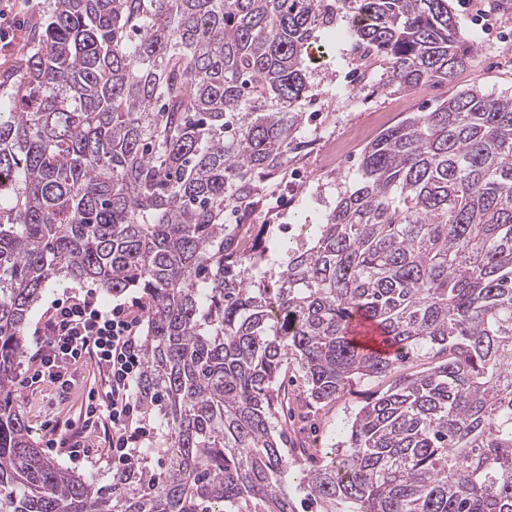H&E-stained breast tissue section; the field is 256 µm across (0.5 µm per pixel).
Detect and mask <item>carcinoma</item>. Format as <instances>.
I'll list each match as a JSON object with an SVG mask.
<instances>
[{
	"mask_svg": "<svg viewBox=\"0 0 512 512\" xmlns=\"http://www.w3.org/2000/svg\"><path fill=\"white\" fill-rule=\"evenodd\" d=\"M349 44L394 93L476 57L449 0H53L0 118V512H296L278 428L368 398L303 473L319 512H512V96L463 89L363 150L360 178L282 248L249 213L303 146L309 48ZM148 301L136 395L161 428L100 487L34 447L14 401L48 282ZM301 372L296 365H288V373L281 377L288 388V404H284L281 419L288 436V451L292 448H318L322 453L329 451L333 444L340 441L348 426L352 414L372 395L386 387V384L367 383L354 386L343 397L311 413L307 419L299 417L295 394L303 385Z\"/></svg>",
	"mask_w": 512,
	"mask_h": 512,
	"instance_id": "obj_1",
	"label": "carcinoma"
}]
</instances>
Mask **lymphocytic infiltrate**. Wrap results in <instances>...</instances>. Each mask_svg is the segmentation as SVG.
Masks as SVG:
<instances>
[{
    "label": "lymphocytic infiltrate",
    "instance_id": "obj_1",
    "mask_svg": "<svg viewBox=\"0 0 512 512\" xmlns=\"http://www.w3.org/2000/svg\"><path fill=\"white\" fill-rule=\"evenodd\" d=\"M139 300L111 307L98 305L92 294H73L55 304L34 330L38 349L30 383L63 382L77 361L92 359L103 377L101 392L90 394L85 408L87 426L106 427L110 434L112 468L126 469L135 445L146 438L140 418L143 406L135 385L144 368L139 327Z\"/></svg>",
    "mask_w": 512,
    "mask_h": 512
}]
</instances>
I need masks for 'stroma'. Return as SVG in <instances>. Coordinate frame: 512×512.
Segmentation results:
<instances>
[{"instance_id":"1","label":"stroma","mask_w":512,"mask_h":512,"mask_svg":"<svg viewBox=\"0 0 512 512\" xmlns=\"http://www.w3.org/2000/svg\"><path fill=\"white\" fill-rule=\"evenodd\" d=\"M462 33L477 48L472 66L450 85H421L405 93L379 91L378 76H370L361 91L352 89V58L339 48L316 49L311 78L312 89L302 101V111L311 122L302 131L308 146L288 166L284 180H271L263 191L253 216H265L268 223H289L293 227L314 223L326 204L332 203L338 185H353L359 177L363 148L384 128L397 123L410 112L434 108L466 87H477L495 95H512V0H452ZM52 0H0V65L9 66L18 55L26 31L38 13L49 11ZM487 10L491 26H482L477 16ZM93 292L103 306L140 297L137 289L115 297L89 281L56 280L47 284L43 295L28 316L25 336H32L35 325L48 315L54 301L65 300L74 292ZM30 356H23L17 366L16 400L24 413L31 440L57 465L98 484L112 481L109 435L90 429L84 435L85 457L75 460L67 450L50 447L55 428L64 423L80 424V410L90 390L99 389L101 379L91 361H83L69 370L73 383L63 389L44 382L28 385L33 372ZM378 383L353 387L343 397L317 410L314 416H299L296 402L285 404L281 419L285 424L288 445L329 450L340 441L352 414L372 395L381 391Z\"/></svg>"}]
</instances>
